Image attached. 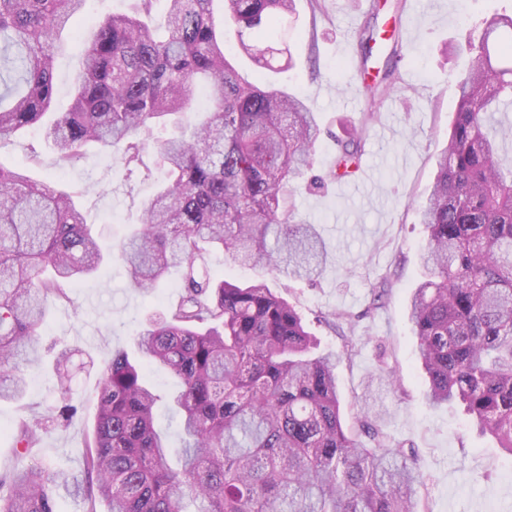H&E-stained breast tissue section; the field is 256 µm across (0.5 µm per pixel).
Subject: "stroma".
I'll return each instance as SVG.
<instances>
[{"instance_id":"1","label":"stroma","mask_w":512,"mask_h":512,"mask_svg":"<svg viewBox=\"0 0 512 512\" xmlns=\"http://www.w3.org/2000/svg\"><path fill=\"white\" fill-rule=\"evenodd\" d=\"M394 2L375 0L370 13L365 0H324L322 11L315 13L308 0H296L297 14L288 33L294 67L274 74L247 58L238 60L250 80L294 92L318 113L323 133L313 157L317 174L331 168L337 139L363 117L367 100L356 93L355 83L374 78L386 61ZM132 5L133 0H92L71 20L63 34L66 48L56 58L53 115L71 105V87L94 24ZM495 12L511 13L512 0H406L401 18L411 21L412 31L402 43L399 68L408 90L379 104L356 174L359 187L347 190L333 180L321 188L304 180L296 184L298 217L317 226L328 251L325 271L315 284L271 278L259 266L239 267L220 250L210 255L211 270L225 279L267 278L271 288L296 305L320 351L341 353L336 379L346 420L354 421L361 407L370 406L380 413L388 435L414 446L426 478L421 496L427 512H512V458L470 429L459 407L430 406L407 317L412 291L422 279L419 254L427 240L418 207L431 189L435 156L454 116L457 85L467 63L461 47L476 25ZM370 21L378 37L364 63L358 37ZM174 132L171 125L153 129L144 167L131 172L92 146L66 173H59L42 125L0 139V164L27 167L37 179L62 178L88 223L116 245L136 227L144 201L155 192L162 178L156 146ZM179 283L180 273L174 269L155 292H142L129 281L123 263L112 258L99 276L75 288L71 303L51 305L40 334L44 343L75 348L69 364L71 390L61 393L51 366L45 364L29 369L23 399L0 402V471L16 462L12 431L24 406L39 402L75 406L77 423L41 431L31 456L54 470L81 473L86 436L94 426L101 364L113 349H132L148 316L167 308ZM337 311L357 318L356 352L349 358L342 354L345 337L325 321ZM383 365L394 369V387L368 386V377Z\"/></svg>"}]
</instances>
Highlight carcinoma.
I'll list each match as a JSON object with an SVG mask.
<instances>
[{"label":"carcinoma","instance_id":"carcinoma-1","mask_svg":"<svg viewBox=\"0 0 512 512\" xmlns=\"http://www.w3.org/2000/svg\"><path fill=\"white\" fill-rule=\"evenodd\" d=\"M167 34L145 18L153 0L113 14L91 32L72 88L70 111L49 127L63 169L96 143L127 168L144 165L145 136L157 125L183 127L198 81L210 107L192 135L158 149L164 182L144 205L141 228L119 257L143 291L182 270L177 300L134 337L143 360L116 350L101 373L83 470L56 473L26 460L40 431L71 426L77 411L30 407L16 432L17 461L0 474V512H58L63 495L84 512H421L423 474L414 450L394 444L362 410L345 424L336 381L344 354H320L288 300L266 281L220 279L208 269L221 249L240 265L316 281L325 247L296 218L293 183L313 164L322 134L308 102L243 76L217 35L214 0H166ZM235 49L262 69L292 66L280 30L295 0H223ZM87 0H0V139L42 123L55 99L61 31ZM469 42L457 106L420 223L425 279L408 319L429 386V404H455L481 435L512 457V167L501 144L512 122V15L481 22ZM392 48L382 77L368 86L365 121L376 98L405 88ZM364 129L341 143L329 176L360 164ZM109 251L57 180L0 164V401L27 390L41 359L39 330L49 300L96 274ZM60 350L56 376L70 390ZM179 380L172 405L180 447L156 425L160 399L146 380L152 363Z\"/></svg>","mask_w":512,"mask_h":512}]
</instances>
